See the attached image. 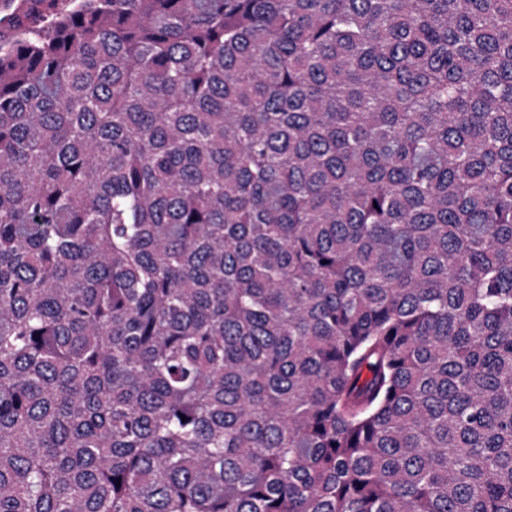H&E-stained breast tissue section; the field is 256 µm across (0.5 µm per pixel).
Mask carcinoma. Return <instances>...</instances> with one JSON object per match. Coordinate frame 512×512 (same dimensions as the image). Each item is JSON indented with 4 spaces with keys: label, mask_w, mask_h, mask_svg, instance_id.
<instances>
[{
    "label": "carcinoma",
    "mask_w": 512,
    "mask_h": 512,
    "mask_svg": "<svg viewBox=\"0 0 512 512\" xmlns=\"http://www.w3.org/2000/svg\"><path fill=\"white\" fill-rule=\"evenodd\" d=\"M0 512H512V0L1 15Z\"/></svg>",
    "instance_id": "1"
}]
</instances>
